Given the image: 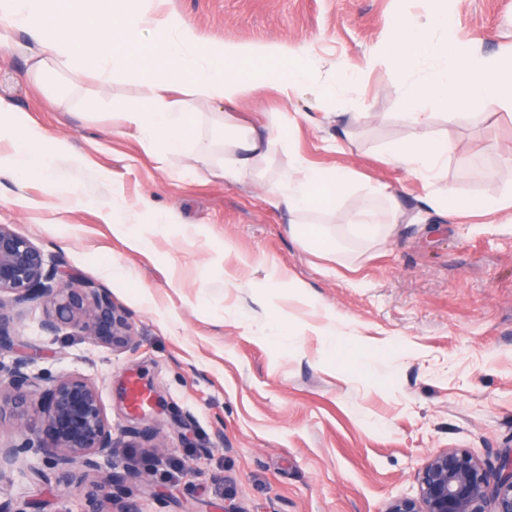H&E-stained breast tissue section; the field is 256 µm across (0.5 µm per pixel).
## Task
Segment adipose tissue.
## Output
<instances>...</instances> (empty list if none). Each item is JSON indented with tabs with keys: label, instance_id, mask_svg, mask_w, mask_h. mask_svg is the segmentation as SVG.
Listing matches in <instances>:
<instances>
[{
	"label": "adipose tissue",
	"instance_id": "obj_1",
	"mask_svg": "<svg viewBox=\"0 0 512 512\" xmlns=\"http://www.w3.org/2000/svg\"><path fill=\"white\" fill-rule=\"evenodd\" d=\"M0 26L27 33L33 47L29 71L41 77L51 67L77 68L97 82L112 83L136 75L146 106L116 112L117 122L136 130L147 149L160 156L193 152L210 165L213 142L194 136L200 103L223 106L225 182H251L265 198L284 209L298 242L337 260L347 255L337 237L307 223L313 213H327L356 185L351 169L329 170L307 165L285 153L287 139L279 115L264 128L236 121L234 112L256 91L271 88L291 99L313 82L317 59L285 45H243L205 41L184 19L164 11L153 0H0ZM0 173L49 177L56 156L66 151L30 127L21 112L0 98ZM437 213L512 209V195L464 197L455 192L427 197ZM401 203L389 186L374 184L356 205L351 232L372 246L392 234L401 219Z\"/></svg>",
	"mask_w": 512,
	"mask_h": 512
}]
</instances>
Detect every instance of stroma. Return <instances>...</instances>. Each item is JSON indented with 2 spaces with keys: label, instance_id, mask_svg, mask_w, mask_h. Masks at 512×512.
Instances as JSON below:
<instances>
[{
  "label": "stroma",
  "instance_id": "35a3bbf8",
  "mask_svg": "<svg viewBox=\"0 0 512 512\" xmlns=\"http://www.w3.org/2000/svg\"><path fill=\"white\" fill-rule=\"evenodd\" d=\"M433 0H169L168 8L205 40L306 46L329 61L363 63L394 14L422 16ZM461 40L483 54L512 55V0H449ZM30 40L0 28V97L49 137L66 140L52 177L77 199L50 196L43 178L0 177V224L13 225L79 278L104 288L134 326L131 349L115 351L62 330L42 332L41 305L13 312L43 378L74 373L99 389L117 443L111 466L136 477L101 501L97 474L72 486L42 484L41 454L21 455L2 499L31 500L36 512H110L135 501L140 512H383L418 493L415 473L431 453L463 448L483 461L512 448V210L443 220L425 213L432 186L386 160L412 130L385 67L363 71L325 101L315 86L291 101L263 91L244 115L262 124L282 113L293 154L317 168L350 167L361 185L398 192L409 223L363 252L356 270L300 246L286 212L252 184L226 183L191 153L161 164L112 110L144 105L130 77L100 85L81 70L60 71L55 90L27 72ZM387 112L383 124L336 130V115ZM432 137L456 150L440 183L462 196L512 194V111L481 118L425 104ZM125 200L130 230L148 245L130 249L101 210ZM149 199L152 210L142 209ZM177 215L158 224L155 210ZM303 284L304 296L294 293ZM341 315L343 342L330 350L319 329ZM138 383L162 407L132 409L122 389ZM147 430L160 454L136 448Z\"/></svg>",
  "mask_w": 512,
  "mask_h": 512
}]
</instances>
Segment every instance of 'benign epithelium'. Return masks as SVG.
Listing matches in <instances>:
<instances>
[{
	"label": "benign epithelium",
	"instance_id": "obj_1",
	"mask_svg": "<svg viewBox=\"0 0 512 512\" xmlns=\"http://www.w3.org/2000/svg\"><path fill=\"white\" fill-rule=\"evenodd\" d=\"M41 304V329L49 335L67 327L114 350L132 346L133 324L125 309L95 283L76 277L10 224H0V486L12 481L20 455L34 448L45 458L44 481L70 483L100 469L98 457L115 448L112 429L94 382L65 375L43 385L32 372L33 358L20 351L11 332V312ZM128 471L100 475L98 491L110 498L113 484ZM418 495L389 500L384 512H512V448L485 464L470 452L446 448L429 455L418 469Z\"/></svg>",
	"mask_w": 512,
	"mask_h": 512
}]
</instances>
